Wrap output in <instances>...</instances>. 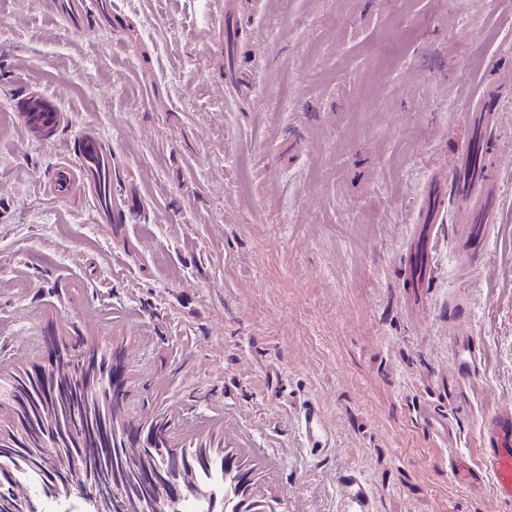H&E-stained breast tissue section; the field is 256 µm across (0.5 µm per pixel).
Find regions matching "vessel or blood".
Here are the masks:
<instances>
[{
    "label": "vessel or blood",
    "mask_w": 512,
    "mask_h": 512,
    "mask_svg": "<svg viewBox=\"0 0 512 512\" xmlns=\"http://www.w3.org/2000/svg\"><path fill=\"white\" fill-rule=\"evenodd\" d=\"M77 165L94 197L111 191V165L100 140L84 134L78 138ZM484 138L476 136L465 152L448 164V180L460 197L481 192L482 198L468 229L472 238L485 237L490 224L498 219L499 204L494 192H483ZM302 423L308 443L316 453H323L331 444L319 407L307 403L302 409ZM482 457L479 464L451 462L453 479L476 492H491L494 496L512 499V405L500 408L484 419L479 428ZM338 482L352 512H371L372 492L363 478L354 471L343 473Z\"/></svg>",
    "instance_id": "1"
}]
</instances>
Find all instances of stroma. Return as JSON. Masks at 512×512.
Segmentation results:
<instances>
[{
	"instance_id": "obj_1",
	"label": "stroma",
	"mask_w": 512,
	"mask_h": 512,
	"mask_svg": "<svg viewBox=\"0 0 512 512\" xmlns=\"http://www.w3.org/2000/svg\"><path fill=\"white\" fill-rule=\"evenodd\" d=\"M507 71L512 0H0V385L47 333L109 345L130 419L233 450L279 512H348L350 469L372 512H512L448 470L512 404ZM482 98L500 220L467 264L446 175ZM86 131L114 232L51 180ZM457 323L482 356L461 398ZM301 416L310 448L320 455L331 444V437L322 420L321 411L317 405L309 402L303 407ZM338 482L353 509L351 512H370L372 492L368 484L355 471H348L339 476Z\"/></svg>"
}]
</instances>
